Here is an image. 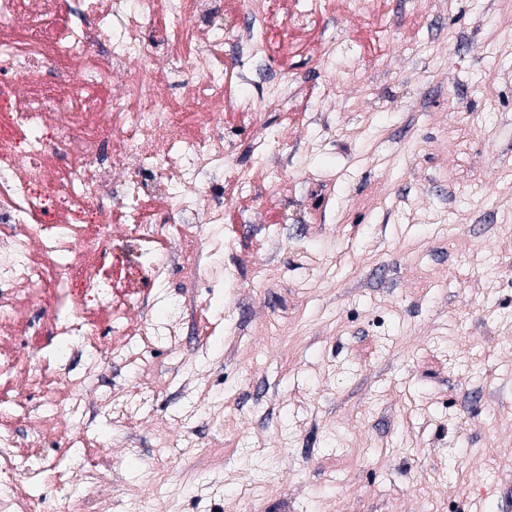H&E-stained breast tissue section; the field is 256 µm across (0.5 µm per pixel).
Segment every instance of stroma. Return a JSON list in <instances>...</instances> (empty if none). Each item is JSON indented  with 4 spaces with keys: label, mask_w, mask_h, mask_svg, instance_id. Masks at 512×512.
I'll use <instances>...</instances> for the list:
<instances>
[{
    "label": "stroma",
    "mask_w": 512,
    "mask_h": 512,
    "mask_svg": "<svg viewBox=\"0 0 512 512\" xmlns=\"http://www.w3.org/2000/svg\"><path fill=\"white\" fill-rule=\"evenodd\" d=\"M333 0L316 27L336 70L302 49L252 72L292 69L300 90L260 119L278 135L250 147L253 122L224 136L238 197L233 223L209 225L204 280L187 282L153 210L168 267L143 310L176 322L162 336H117L107 308L75 340L57 407L39 431L42 391L22 369L36 313L11 341L20 363L0 388V426L18 452L45 437L54 482L35 506L71 512L72 476L98 465L112 512H500L512 474V0ZM293 188L277 193L271 174ZM115 395L138 406L113 422Z\"/></svg>",
    "instance_id": "obj_1"
}]
</instances>
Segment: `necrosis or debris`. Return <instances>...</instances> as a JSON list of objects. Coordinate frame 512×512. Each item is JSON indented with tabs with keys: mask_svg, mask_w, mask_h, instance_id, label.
Returning <instances> with one entry per match:
<instances>
[{
	"mask_svg": "<svg viewBox=\"0 0 512 512\" xmlns=\"http://www.w3.org/2000/svg\"><path fill=\"white\" fill-rule=\"evenodd\" d=\"M278 10V0L243 12L223 0H0V223L20 227L0 238V287L38 299L53 335L90 336L83 297L104 295L120 316L138 280L160 283L146 202L171 224L222 223L224 201L203 175L229 164L225 113L284 106L295 81L283 66L262 98L239 91ZM117 222L131 225L136 256L113 249Z\"/></svg>",
	"mask_w": 512,
	"mask_h": 512,
	"instance_id": "4bbe7bcc",
	"label": "necrosis or debris"
}]
</instances>
